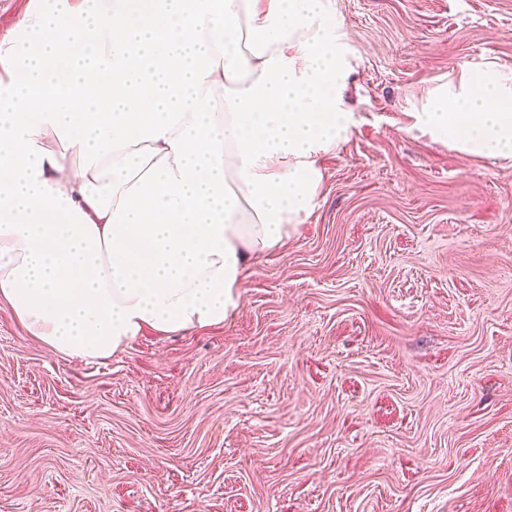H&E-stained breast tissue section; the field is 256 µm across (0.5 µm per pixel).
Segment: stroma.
<instances>
[{"label":"stroma","instance_id":"stroma-1","mask_svg":"<svg viewBox=\"0 0 512 512\" xmlns=\"http://www.w3.org/2000/svg\"><path fill=\"white\" fill-rule=\"evenodd\" d=\"M356 123L224 324L66 360L0 306V512H512V160L411 127L512 0H337Z\"/></svg>","mask_w":512,"mask_h":512}]
</instances>
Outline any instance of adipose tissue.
I'll return each mask as SVG.
<instances>
[{
	"label": "adipose tissue",
	"instance_id": "obj_1",
	"mask_svg": "<svg viewBox=\"0 0 512 512\" xmlns=\"http://www.w3.org/2000/svg\"><path fill=\"white\" fill-rule=\"evenodd\" d=\"M336 0H34L0 41V303L65 359L223 324L347 142ZM412 127L512 159V69L435 85Z\"/></svg>",
	"mask_w": 512,
	"mask_h": 512
}]
</instances>
